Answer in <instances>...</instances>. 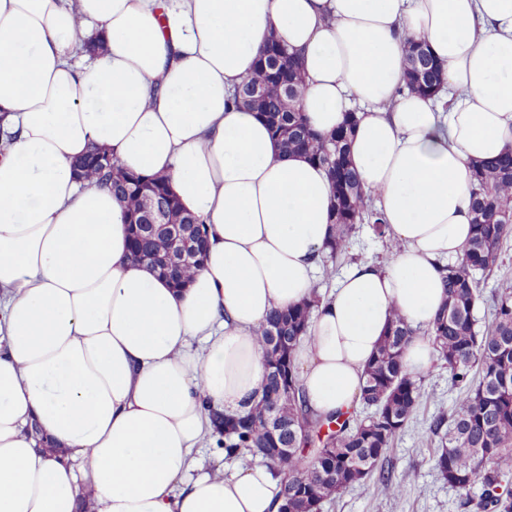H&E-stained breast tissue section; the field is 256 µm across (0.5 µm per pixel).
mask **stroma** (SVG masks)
<instances>
[{"mask_svg": "<svg viewBox=\"0 0 512 512\" xmlns=\"http://www.w3.org/2000/svg\"><path fill=\"white\" fill-rule=\"evenodd\" d=\"M420 379L429 398L388 452L393 475L404 485L402 498L391 501L377 495L373 483L368 482L325 505L322 512H472L431 462L437 442L427 430L428 421L433 414L450 410L456 393L450 390L444 369L423 373Z\"/></svg>", "mask_w": 512, "mask_h": 512, "instance_id": "35a3bbf8", "label": "stroma"}]
</instances>
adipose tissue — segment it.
Segmentation results:
<instances>
[{"label": "adipose tissue", "instance_id": "ef3b65f1", "mask_svg": "<svg viewBox=\"0 0 512 512\" xmlns=\"http://www.w3.org/2000/svg\"><path fill=\"white\" fill-rule=\"evenodd\" d=\"M274 39L314 130L356 115L349 162L400 244L316 310L293 353L309 407L351 409L393 314L443 307L472 166L512 148V0H0V512H279L269 467L194 457L211 411L260 392L257 332L312 295L333 233L324 171L232 102ZM412 39L438 98L398 92ZM95 146L203 221L188 288L131 261L124 206L74 168Z\"/></svg>", "mask_w": 512, "mask_h": 512}]
</instances>
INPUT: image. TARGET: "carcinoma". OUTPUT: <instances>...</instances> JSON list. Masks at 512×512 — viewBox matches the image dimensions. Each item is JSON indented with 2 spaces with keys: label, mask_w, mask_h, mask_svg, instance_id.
<instances>
[{
  "label": "carcinoma",
  "mask_w": 512,
  "mask_h": 512,
  "mask_svg": "<svg viewBox=\"0 0 512 512\" xmlns=\"http://www.w3.org/2000/svg\"><path fill=\"white\" fill-rule=\"evenodd\" d=\"M442 68L420 40L407 43L405 89L434 96ZM299 63L288 46L273 40L261 52L257 67L233 95V102L258 112L285 153L307 156L322 166L334 186V231L325 245L324 262L346 258L359 225L367 224L387 253L399 248L387 225L349 165L354 131L351 117L339 130L322 135L307 123L300 102ZM80 177L105 184L122 203L129 220V247L135 263H147L176 287L197 274L200 261L172 263L174 243L167 228L140 232L148 199L166 203V222L190 239L200 221L183 212L169 190L168 178H144L124 170L117 160L108 166L84 163ZM473 234L461 258L445 265L448 298L432 325L413 329L394 314L386 335L368 364L360 390V409L319 415L309 409L292 352L308 333L321 296L288 310L273 311L257 342L266 355L267 372L258 400L248 411L213 414L217 447L224 457L251 456L280 478V498L288 512H321L373 475L377 492L396 501L403 483L383 467L393 442L414 419L424 391L403 364L411 337H428L437 362L448 372L457 394L449 412L435 414L428 430L437 439L433 467L465 502L478 512H512V290L499 288L486 299L480 282L502 266L504 242L512 235V165L480 162L474 167ZM488 305L492 324L481 331L475 312ZM479 493H474V488Z\"/></svg>",
  "instance_id": "obj_1"
}]
</instances>
